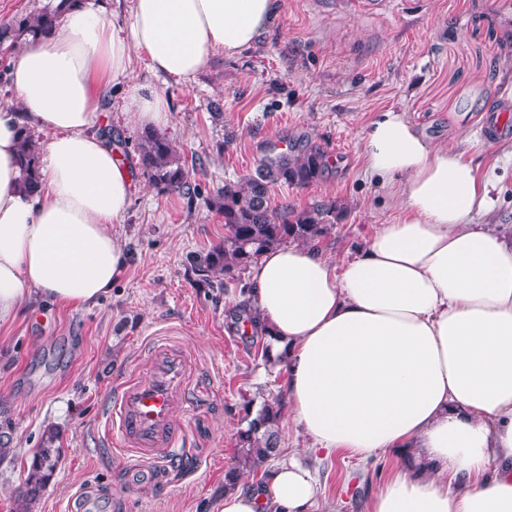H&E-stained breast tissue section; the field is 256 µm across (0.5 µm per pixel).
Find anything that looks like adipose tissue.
Here are the masks:
<instances>
[{
	"label": "adipose tissue",
	"mask_w": 512,
	"mask_h": 512,
	"mask_svg": "<svg viewBox=\"0 0 512 512\" xmlns=\"http://www.w3.org/2000/svg\"><path fill=\"white\" fill-rule=\"evenodd\" d=\"M279 0H133L129 26L74 0L28 40L9 80L20 111L0 109V322L28 302L95 305L127 266L112 224L132 203L121 157L96 130L107 81L133 55L187 82L215 50L253 46ZM137 124L167 123L144 86ZM47 131L41 187L26 193L19 129ZM367 166L403 181V214L335 261L314 245L263 252L244 298L250 332L273 338L291 421L311 453H394L400 467L370 512H512V238L481 218L492 200L454 148L431 145L397 112L364 140ZM296 459L263 486L226 490L220 512H338L317 501Z\"/></svg>",
	"instance_id": "adipose-tissue-1"
}]
</instances>
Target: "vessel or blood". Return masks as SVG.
I'll list each match as a JSON object with an SVG mask.
<instances>
[{"label":"vessel or blood","mask_w":512,"mask_h":512,"mask_svg":"<svg viewBox=\"0 0 512 512\" xmlns=\"http://www.w3.org/2000/svg\"><path fill=\"white\" fill-rule=\"evenodd\" d=\"M191 382L186 352L156 347L145 374L130 373L120 381L109 401L112 444L132 450L156 464L168 462L183 445L177 412L187 411ZM101 501L92 488H84L70 502V512H100Z\"/></svg>","instance_id":"obj_1"}]
</instances>
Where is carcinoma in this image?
<instances>
[{
    "instance_id": "1",
    "label": "carcinoma",
    "mask_w": 512,
    "mask_h": 512,
    "mask_svg": "<svg viewBox=\"0 0 512 512\" xmlns=\"http://www.w3.org/2000/svg\"><path fill=\"white\" fill-rule=\"evenodd\" d=\"M68 0L45 5L38 13L15 24L0 25V40L9 36L36 37L53 27L63 13ZM144 172L157 185L168 191H181L187 183V171L180 163L176 146L165 135L147 130L139 144ZM21 186L33 193L39 186L40 154L30 130L21 131L18 151ZM329 158L317 146L293 147L278 158L257 166L254 172L239 182L224 185L218 196L216 210L224 217V242L196 257L198 271L204 276L218 272L236 280L265 250L286 243L317 245L326 237L329 228L339 217L336 203L315 202L303 209L286 204L279 209L269 205L270 188L277 184L291 187L310 186L324 177ZM246 426L237 431L238 456L236 464L224 475V488L238 483L242 471L257 470L276 458L279 452L280 402H263L244 408ZM14 420L0 409V462L11 452ZM61 434L50 426L43 431L34 449L24 480L21 507L39 500L61 460Z\"/></svg>"
}]
</instances>
